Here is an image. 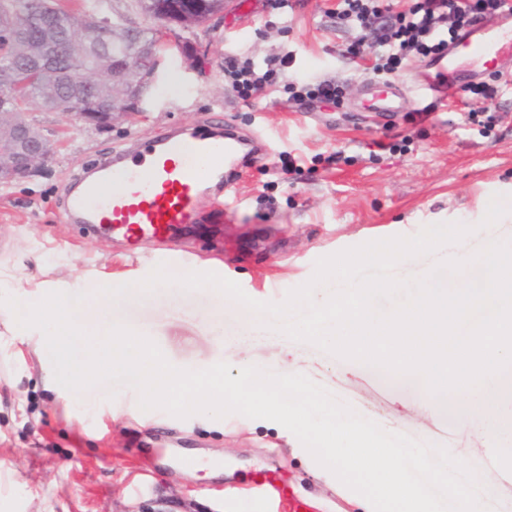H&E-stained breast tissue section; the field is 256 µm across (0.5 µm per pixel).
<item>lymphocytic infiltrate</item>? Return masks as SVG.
<instances>
[{
  "mask_svg": "<svg viewBox=\"0 0 512 512\" xmlns=\"http://www.w3.org/2000/svg\"><path fill=\"white\" fill-rule=\"evenodd\" d=\"M327 16L353 32L343 56L355 65L369 63L380 78L398 70L408 56L441 59L460 33L485 16H511L512 0H335ZM293 63L291 51L281 50L262 60L224 58V78L245 101L269 96L283 87L289 100L337 105L343 93L335 78L315 82L286 81Z\"/></svg>",
  "mask_w": 512,
  "mask_h": 512,
  "instance_id": "lymphocytic-infiltrate-1",
  "label": "lymphocytic infiltrate"
}]
</instances>
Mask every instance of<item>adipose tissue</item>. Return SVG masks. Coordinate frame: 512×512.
<instances>
[{
  "mask_svg": "<svg viewBox=\"0 0 512 512\" xmlns=\"http://www.w3.org/2000/svg\"><path fill=\"white\" fill-rule=\"evenodd\" d=\"M15 286L16 296L13 303L6 308H0V323L12 332L37 327L45 317L67 302L65 294L59 290H52L51 294L46 295L32 288L30 278L25 276L17 278ZM82 333L80 323L66 320L62 322L55 337L46 343L47 349L59 362L61 376L69 381L90 378L97 370L94 360L89 359L78 364L70 361V346Z\"/></svg>",
  "mask_w": 512,
  "mask_h": 512,
  "instance_id": "1",
  "label": "adipose tissue"
}]
</instances>
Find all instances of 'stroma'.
<instances>
[{"mask_svg": "<svg viewBox=\"0 0 512 512\" xmlns=\"http://www.w3.org/2000/svg\"><path fill=\"white\" fill-rule=\"evenodd\" d=\"M327 0H300L287 30L267 25V0H244L236 13L178 30L160 52L142 116L99 130L31 108L51 141V163L0 185V302L12 277L26 273L68 288V313L98 332L104 310L154 340L171 364L205 369L224 361L278 371L290 361L385 430L448 448L476 472L493 470L485 502L512 512V471L495 466L494 444L476 438L467 409L414 411L418 385L292 341L220 292L166 284L106 304L102 282L137 283L165 265L180 276L212 272L262 302L283 301L307 283L318 259L444 222L479 223L492 195L512 198V85L489 101L502 122L489 134L467 120V93L417 123L399 114L386 125L370 111L365 75L340 50L348 32L328 17ZM294 50L291 79L348 81L340 107L302 108L285 93L245 104L224 80V57L261 58ZM232 126L260 140L265 160L224 189L222 249L183 230L171 238L92 236L68 223L64 188L112 150L138 138L161 139L202 122ZM341 161L327 165V156ZM39 339L0 326V512H356L335 476L277 423L232 413L181 419L141 410L129 386L99 383L74 393L59 387ZM192 466H185V459Z\"/></svg>", "mask_w": 512, "mask_h": 512, "instance_id": "1", "label": "stroma"}]
</instances>
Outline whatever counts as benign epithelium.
<instances>
[{"label": "benign epithelium", "mask_w": 512, "mask_h": 512, "mask_svg": "<svg viewBox=\"0 0 512 512\" xmlns=\"http://www.w3.org/2000/svg\"><path fill=\"white\" fill-rule=\"evenodd\" d=\"M223 12L198 17L182 13L170 20L160 13L154 17L159 36L171 31V26L196 27L212 21ZM43 32L34 39H21L26 16L21 13L0 17V29L16 34L15 52L23 64L17 69H0V91L20 93L31 81L53 84L60 75L73 68V59L63 53V41L50 24L49 13L41 14ZM72 26L85 34H95L106 27L97 16L75 15ZM159 66V57L152 61L140 55H106L98 60L95 71L84 76L82 84L92 91L103 93L112 88V104L100 112L82 106L71 112L74 117L88 125L106 128L117 118L142 111V103L151 92ZM54 156L50 140L27 118V113L0 115V182L25 178L47 165Z\"/></svg>", "instance_id": "7a95c632"}]
</instances>
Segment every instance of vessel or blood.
I'll list each match as a JSON object with an SVG mask.
<instances>
[{"instance_id":"obj_1","label":"vessel or blood","mask_w":512,"mask_h":512,"mask_svg":"<svg viewBox=\"0 0 512 512\" xmlns=\"http://www.w3.org/2000/svg\"><path fill=\"white\" fill-rule=\"evenodd\" d=\"M503 24V19L495 18L467 29L450 44L449 58H492L502 67H511L512 38L498 34ZM366 93L385 117H395L404 109L398 86L388 85L381 92L370 85ZM263 151V146L246 142L230 130L213 135L178 133L160 141L144 138L134 150L98 164V173L111 177L113 192L101 193L97 181L82 179L77 191L68 195V214L78 223L123 238H160L188 224L218 223L224 205L219 202L200 211V187L209 185L223 192L229 176L247 156Z\"/></svg>"}]
</instances>
